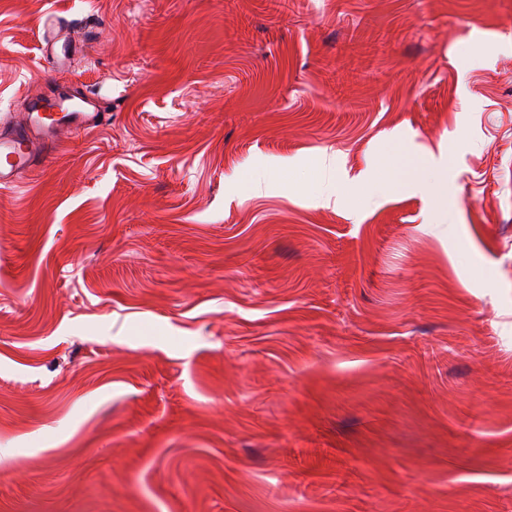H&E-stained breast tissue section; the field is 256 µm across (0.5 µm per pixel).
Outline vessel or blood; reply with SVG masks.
I'll list each match as a JSON object with an SVG mask.
<instances>
[{
    "mask_svg": "<svg viewBox=\"0 0 512 512\" xmlns=\"http://www.w3.org/2000/svg\"><path fill=\"white\" fill-rule=\"evenodd\" d=\"M60 33L54 24L45 26L42 52L63 70L70 65L71 52L69 46L61 45ZM111 118L97 95L88 91L64 88L52 98L29 97L23 120L0 126V186H16L57 149L63 132L89 131Z\"/></svg>",
    "mask_w": 512,
    "mask_h": 512,
    "instance_id": "b4317fda",
    "label": "vessel or blood"
}]
</instances>
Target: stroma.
<instances>
[{"instance_id":"obj_1","label":"stroma","mask_w":512,"mask_h":512,"mask_svg":"<svg viewBox=\"0 0 512 512\" xmlns=\"http://www.w3.org/2000/svg\"><path fill=\"white\" fill-rule=\"evenodd\" d=\"M76 83L0 187V512H512V0H0V123ZM65 31V35L60 37V33ZM67 29L63 25L56 27L54 24L49 23L44 27V37L42 41V52L47 57L53 60L55 67L59 70H65L70 66L71 52L68 42ZM63 40L61 49L59 50L57 44ZM111 119L88 91L62 88L53 98L29 97L23 120L0 127V186H16L57 149L64 131H89Z\"/></svg>"}]
</instances>
